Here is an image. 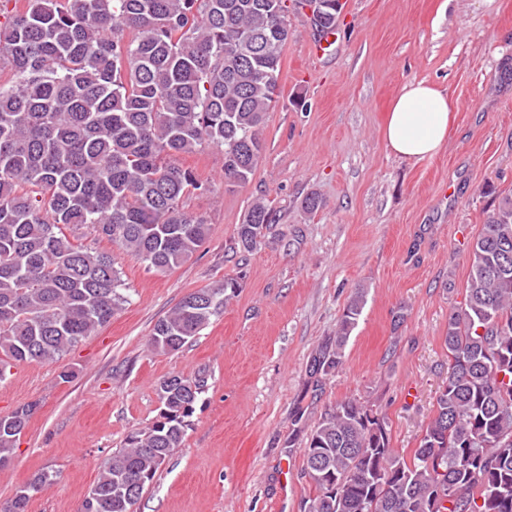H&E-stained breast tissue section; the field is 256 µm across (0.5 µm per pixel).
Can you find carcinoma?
<instances>
[{
  "instance_id": "carcinoma-1",
  "label": "carcinoma",
  "mask_w": 512,
  "mask_h": 512,
  "mask_svg": "<svg viewBox=\"0 0 512 512\" xmlns=\"http://www.w3.org/2000/svg\"><path fill=\"white\" fill-rule=\"evenodd\" d=\"M306 0H0V380L18 363H57L125 302L111 255L72 244L62 228L112 240L157 269L203 245L204 216L185 210L206 190L176 158L224 151V185L246 184L288 42V6ZM340 0H315L318 33L336 29ZM275 223L256 199L236 245L254 250ZM237 282L187 294L153 326L173 352L224 313ZM465 307L448 319V379L410 460L384 419L355 399L329 406L302 449L313 493L303 512H512V196L472 245ZM364 306L347 305L335 339L311 360L316 383L342 364ZM207 388L174 375L157 388L159 419L130 434L81 512H133L180 447ZM34 405L0 416V466ZM56 473L36 474L0 512H26Z\"/></svg>"
}]
</instances>
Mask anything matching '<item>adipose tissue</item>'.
Wrapping results in <instances>:
<instances>
[{
    "label": "adipose tissue",
    "instance_id": "1",
    "mask_svg": "<svg viewBox=\"0 0 512 512\" xmlns=\"http://www.w3.org/2000/svg\"><path fill=\"white\" fill-rule=\"evenodd\" d=\"M453 120L454 106L448 96L425 82H412L393 99L382 137L398 156L419 160L444 146Z\"/></svg>",
    "mask_w": 512,
    "mask_h": 512
}]
</instances>
